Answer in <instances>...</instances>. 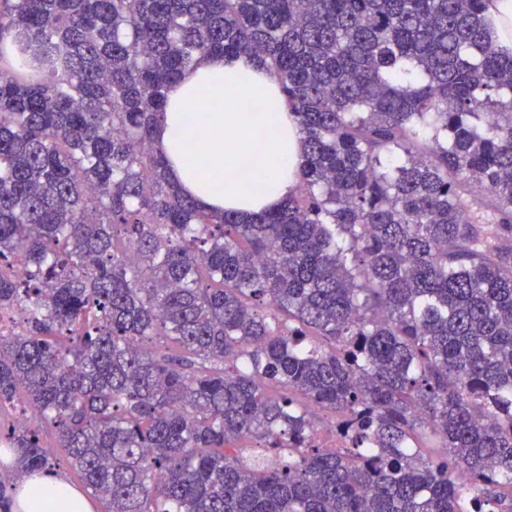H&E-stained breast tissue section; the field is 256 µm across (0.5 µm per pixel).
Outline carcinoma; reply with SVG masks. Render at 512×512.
<instances>
[{
  "label": "carcinoma",
  "mask_w": 512,
  "mask_h": 512,
  "mask_svg": "<svg viewBox=\"0 0 512 512\" xmlns=\"http://www.w3.org/2000/svg\"><path fill=\"white\" fill-rule=\"evenodd\" d=\"M488 2L0 0L16 471L56 448L103 512H512V51ZM217 53L263 65L303 135L298 191L248 218L153 147L169 85ZM319 411L344 447L315 445Z\"/></svg>",
  "instance_id": "cac0c4a2"
}]
</instances>
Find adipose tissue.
Segmentation results:
<instances>
[{"mask_svg":"<svg viewBox=\"0 0 512 512\" xmlns=\"http://www.w3.org/2000/svg\"><path fill=\"white\" fill-rule=\"evenodd\" d=\"M212 100L222 110L211 111ZM155 146L181 191L211 213L257 214L298 189L302 133L276 79L246 55H208L184 70L167 90ZM12 489L13 512H95L52 471L23 475Z\"/></svg>","mask_w":512,"mask_h":512,"instance_id":"1","label":"adipose tissue"}]
</instances>
